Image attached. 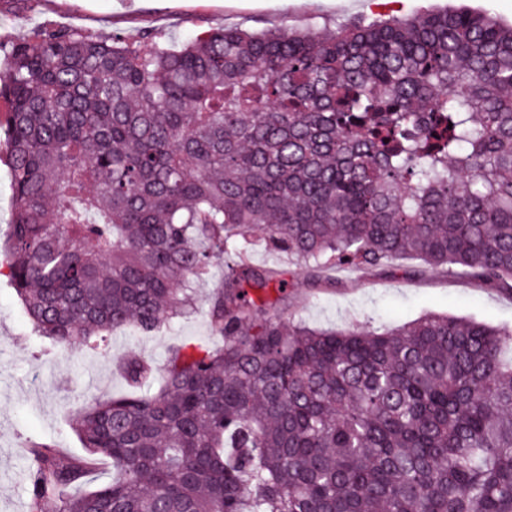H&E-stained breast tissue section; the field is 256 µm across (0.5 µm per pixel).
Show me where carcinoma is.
<instances>
[{
    "instance_id": "obj_1",
    "label": "carcinoma",
    "mask_w": 512,
    "mask_h": 512,
    "mask_svg": "<svg viewBox=\"0 0 512 512\" xmlns=\"http://www.w3.org/2000/svg\"><path fill=\"white\" fill-rule=\"evenodd\" d=\"M14 222L0 271L40 336L94 350L194 310L216 341L26 448L30 512H512V327L284 317L265 248L318 276L412 257L512 284V25L491 11L238 27L177 46L46 31L13 46ZM162 376L153 389L154 372ZM112 467L95 490L99 460Z\"/></svg>"
}]
</instances>
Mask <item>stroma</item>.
Wrapping results in <instances>:
<instances>
[{"label":"stroma","mask_w":512,"mask_h":512,"mask_svg":"<svg viewBox=\"0 0 512 512\" xmlns=\"http://www.w3.org/2000/svg\"><path fill=\"white\" fill-rule=\"evenodd\" d=\"M457 6L489 8L512 24V0H0V72L16 42L65 27L141 41L161 34L178 43L225 26L317 30L338 18ZM210 262L208 278L194 285L195 313L148 336L114 330L99 353L39 337L7 277L0 276V512H29L28 441L52 439L82 454L73 411L125 393L116 358L135 351L159 366L180 343L211 342L205 301L223 280L224 257L213 255ZM286 313L317 329L387 328L426 313L512 326V291L450 270L427 272L417 260L403 258L367 271L340 269L327 284L297 271Z\"/></svg>","instance_id":"1"}]
</instances>
